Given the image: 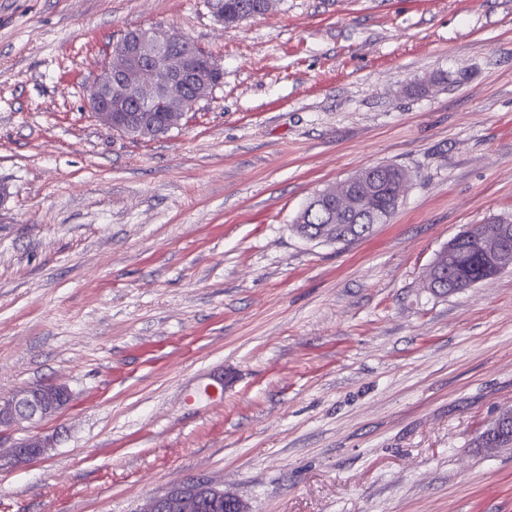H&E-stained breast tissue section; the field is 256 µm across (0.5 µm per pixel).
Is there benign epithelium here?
<instances>
[{"mask_svg":"<svg viewBox=\"0 0 512 512\" xmlns=\"http://www.w3.org/2000/svg\"><path fill=\"white\" fill-rule=\"evenodd\" d=\"M189 45L188 37L173 36L155 28L132 30L112 43L108 59L101 67L87 92L89 111L103 126L115 130L126 125L129 112H148L158 94L174 96L179 111L167 114V125L179 124L190 101L186 90L195 83L198 70L185 55L174 57L166 48ZM336 201V214L357 213L361 198L346 180L326 190ZM485 254L498 262L508 261L505 241L495 233L483 234ZM71 399L69 390L61 385L31 387L0 401V432L23 424L44 421L63 409ZM54 447L50 436L33 435L14 445L8 463L23 465L43 456ZM140 512H248L247 504L231 492L213 484L183 482L161 495L148 498Z\"/></svg>","mask_w":512,"mask_h":512,"instance_id":"benign-epithelium-1","label":"benign epithelium"}]
</instances>
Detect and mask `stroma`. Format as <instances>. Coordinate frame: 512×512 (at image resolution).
Instances as JSON below:
<instances>
[{"mask_svg":"<svg viewBox=\"0 0 512 512\" xmlns=\"http://www.w3.org/2000/svg\"><path fill=\"white\" fill-rule=\"evenodd\" d=\"M0 0V399L68 405L10 447L0 512H139L187 480L249 512H512V270L425 286L472 224L512 216V0ZM156 27L223 69L179 128L133 140L87 89ZM393 163L390 221L299 236L317 193ZM222 1L224 2L222 10H217L216 13L219 16L221 15V19L224 17V28H227L234 16L242 11L245 2L255 4L258 7L257 12L259 15L266 14L272 8L274 2L273 0H221L218 2L222 3ZM247 19L249 18L246 17L236 20V22L227 29L233 30ZM51 448H54V440L52 437L33 435L10 448L8 463L11 466L23 465L47 454Z\"/></svg>","mask_w":512,"mask_h":512,"instance_id":"1","label":"stroma"}]
</instances>
